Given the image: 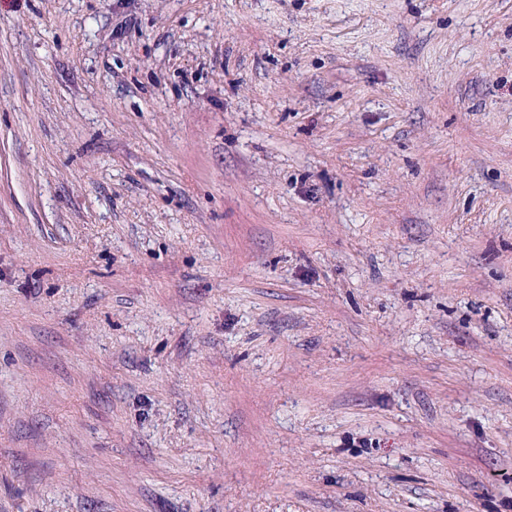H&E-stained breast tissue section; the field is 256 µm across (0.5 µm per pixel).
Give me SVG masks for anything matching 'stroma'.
I'll list each match as a JSON object with an SVG mask.
<instances>
[{
	"label": "stroma",
	"instance_id": "1",
	"mask_svg": "<svg viewBox=\"0 0 512 512\" xmlns=\"http://www.w3.org/2000/svg\"><path fill=\"white\" fill-rule=\"evenodd\" d=\"M0 512H512V0H0Z\"/></svg>",
	"mask_w": 512,
	"mask_h": 512
}]
</instances>
